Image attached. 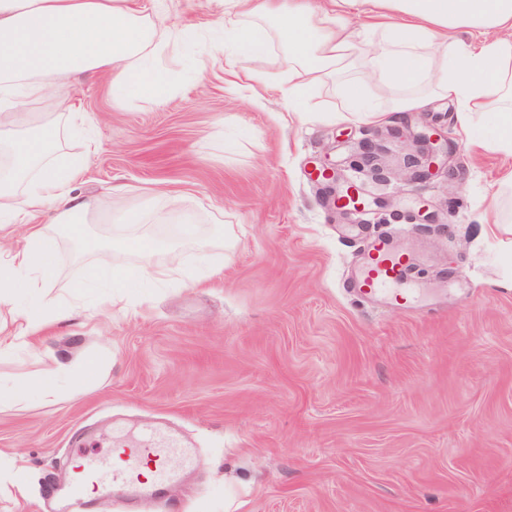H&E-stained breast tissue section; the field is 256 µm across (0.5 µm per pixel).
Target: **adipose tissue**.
<instances>
[{"label":"adipose tissue","instance_id":"obj_1","mask_svg":"<svg viewBox=\"0 0 512 512\" xmlns=\"http://www.w3.org/2000/svg\"><path fill=\"white\" fill-rule=\"evenodd\" d=\"M134 0H0V127L28 123L30 107L48 103L71 109L63 81L88 75L108 82L114 93L153 104L165 102L171 85L157 64L181 30L147 13ZM228 13L253 17L232 27L227 67L249 60L260 76L271 47H279L286 90L283 107L304 115L311 89L330 84L342 108L329 122L378 123L391 115L426 109L434 99L456 104L463 129H482L480 148L512 158V0H225ZM380 75L392 95L378 104L368 79ZM58 127L35 125L28 137L5 143L0 155V234L22 227L0 252V309L20 321L0 352L35 344L36 333L68 317V306L46 308L43 294L58 278L54 221L80 235L96 199L74 194L83 162L59 165L53 151ZM157 242L144 235L103 249L87 281L135 289L166 283L179 274L182 254L170 248L154 261ZM140 262L130 265L128 254ZM92 371L66 372L45 364L38 381L0 389V402L20 403L29 393L55 401L61 379L79 384Z\"/></svg>","mask_w":512,"mask_h":512}]
</instances>
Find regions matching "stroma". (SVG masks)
I'll return each instance as SVG.
<instances>
[{
	"instance_id": "stroma-1",
	"label": "stroma",
	"mask_w": 512,
	"mask_h": 512,
	"mask_svg": "<svg viewBox=\"0 0 512 512\" xmlns=\"http://www.w3.org/2000/svg\"><path fill=\"white\" fill-rule=\"evenodd\" d=\"M148 8L201 28L164 59L162 105L119 102L74 76L65 91L84 135L67 113L32 108L60 127L59 163L88 155L73 191L98 213L80 240L55 225L60 275L47 298L72 316L1 354L0 381L36 379L52 359L105 369L55 402L0 404V512H52L45 495L67 474L76 432L127 442L157 424L198 455L172 491L178 512H512V224L491 222L512 160L472 147L445 99L382 123L288 115L279 48L259 79L241 59L238 85L227 83L209 50L231 24L224 0ZM424 132L438 135L445 168L409 167ZM322 164L363 193L359 234L311 179ZM119 184L129 193H113ZM160 189L182 194L199 237L220 224L223 239L200 248L176 218L156 221ZM135 213L139 232L181 246L182 275L72 297ZM381 235L417 279L461 294L410 309L353 294L346 280Z\"/></svg>"
}]
</instances>
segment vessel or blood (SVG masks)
Returning a JSON list of instances; mask_svg holds the SVG:
<instances>
[{
    "instance_id": "vessel-or-blood-1",
    "label": "vessel or blood",
    "mask_w": 512,
    "mask_h": 512,
    "mask_svg": "<svg viewBox=\"0 0 512 512\" xmlns=\"http://www.w3.org/2000/svg\"><path fill=\"white\" fill-rule=\"evenodd\" d=\"M359 295L381 298L393 303H412L423 295L414 282L408 260L384 238L367 252L357 274ZM180 456L183 464L193 458L183 451L176 438L146 434L140 445L114 448L111 454L91 457L82 454L76 475L64 487L53 488V495L64 498L73 512H84L88 491L103 497L122 496L133 500L141 495H155L176 480L170 461Z\"/></svg>"
}]
</instances>
